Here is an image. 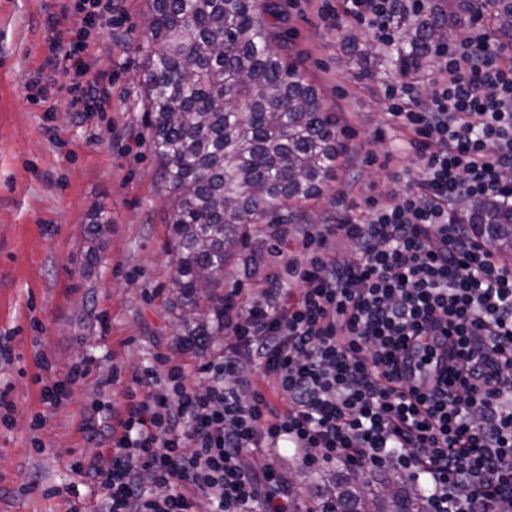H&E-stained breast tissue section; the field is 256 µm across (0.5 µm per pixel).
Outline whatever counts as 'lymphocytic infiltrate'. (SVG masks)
Listing matches in <instances>:
<instances>
[{
	"label": "lymphocytic infiltrate",
	"mask_w": 512,
	"mask_h": 512,
	"mask_svg": "<svg viewBox=\"0 0 512 512\" xmlns=\"http://www.w3.org/2000/svg\"><path fill=\"white\" fill-rule=\"evenodd\" d=\"M425 5L347 0V11L389 44ZM86 51L72 44L32 86L73 67L87 80L68 109L102 107L109 89ZM385 94L416 135L417 177L371 201L366 220L340 212L310 225L295 250L277 252L285 277L259 299L227 289L222 355L191 371L161 359L136 378L94 469L105 512H193L198 496L213 512H299L269 461L283 442L305 470L399 471L426 512L512 502V268L459 212L466 200L512 206V54L470 27L425 88ZM407 349L448 363L449 380L420 391ZM247 363L273 377V394Z\"/></svg>",
	"instance_id": "f902f5d3"
}]
</instances>
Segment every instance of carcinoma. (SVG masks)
<instances>
[{
  "label": "carcinoma",
  "instance_id": "carcinoma-1",
  "mask_svg": "<svg viewBox=\"0 0 512 512\" xmlns=\"http://www.w3.org/2000/svg\"><path fill=\"white\" fill-rule=\"evenodd\" d=\"M473 0H427L401 27L389 53L345 36L349 59L368 75L392 67L403 77L427 70L478 12ZM492 34L512 41V0H485ZM144 102L152 150L169 203L175 247L172 295L203 299L216 328L224 296L205 293L230 248L258 224L319 195L339 155L338 119L300 64L274 44L260 0H148ZM469 221L498 251L512 253V208L477 200ZM184 341L202 345L208 326L183 321ZM307 512H423L418 489L384 476L366 484L352 470L321 481Z\"/></svg>",
  "mask_w": 512,
  "mask_h": 512
}]
</instances>
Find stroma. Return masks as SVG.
I'll return each mask as SVG.
<instances>
[{"label": "stroma", "mask_w": 512, "mask_h": 512, "mask_svg": "<svg viewBox=\"0 0 512 512\" xmlns=\"http://www.w3.org/2000/svg\"><path fill=\"white\" fill-rule=\"evenodd\" d=\"M261 2L277 44L339 115L344 151L335 179L297 208L282 237L249 239L225 264L218 290L240 289L245 300L283 273L270 244L294 249L303 225L327 223L343 207L361 217L366 196L388 190L387 172L418 166L412 134L385 97L396 75L358 77L344 36L356 33L381 52L386 44L343 0L334 22L321 18L322 0ZM83 3L0 0V343L9 348L0 356V389L14 403L0 424V512H101L92 472L111 446L133 379L160 354L190 369L224 352L221 335L202 353L180 344L170 226L142 107L146 0H122L120 29L103 14L79 32L94 70L112 79L111 110L68 111V91L80 81L72 72L57 73L45 94L30 86L63 52L53 29L73 27ZM95 209L107 231L92 259ZM82 361L89 374L69 385L60 406L44 405L41 389ZM110 376L107 392L100 382Z\"/></svg>", "instance_id": "stroma-1"}]
</instances>
